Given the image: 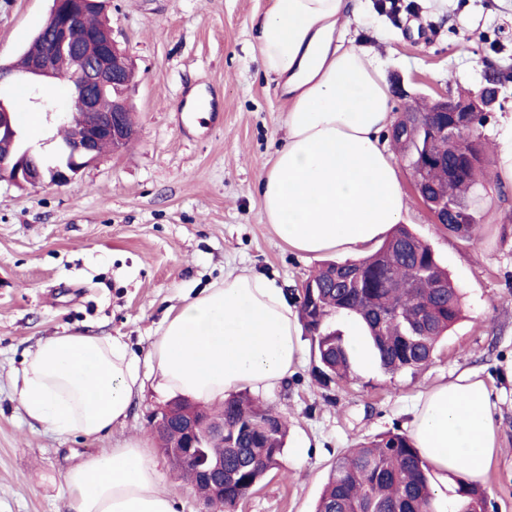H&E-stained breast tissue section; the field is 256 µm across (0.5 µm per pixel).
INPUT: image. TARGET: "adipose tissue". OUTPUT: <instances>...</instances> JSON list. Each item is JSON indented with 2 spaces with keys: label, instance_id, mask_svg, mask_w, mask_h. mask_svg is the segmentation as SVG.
Wrapping results in <instances>:
<instances>
[{
  "label": "adipose tissue",
  "instance_id": "adipose-tissue-1",
  "mask_svg": "<svg viewBox=\"0 0 512 512\" xmlns=\"http://www.w3.org/2000/svg\"><path fill=\"white\" fill-rule=\"evenodd\" d=\"M348 0H273L257 24L268 74L288 102L286 138L261 175L265 221L309 257L361 250L408 210L381 131L393 121L376 55L350 45ZM301 325L282 288L249 271L227 272L165 313L146 357L121 339L62 330L40 341L17 374L26 415L57 435L88 438L125 426L146 387L204 404L247 388L280 387L302 358ZM435 473L484 483L499 453L486 382L465 369L429 387L408 423ZM71 512H176L142 439L125 437L65 475Z\"/></svg>",
  "mask_w": 512,
  "mask_h": 512
}]
</instances>
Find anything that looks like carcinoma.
<instances>
[{"label": "carcinoma", "instance_id": "1", "mask_svg": "<svg viewBox=\"0 0 512 512\" xmlns=\"http://www.w3.org/2000/svg\"><path fill=\"white\" fill-rule=\"evenodd\" d=\"M473 115L474 129L458 147L437 129L419 136L416 128L392 138L407 164L426 167L432 207L440 197L459 208L461 224L445 225L467 239L480 221L482 198L477 186L484 174L487 147L479 130L488 124ZM313 293L298 303V316L311 337L319 382L346 377L353 358L342 323L362 328L381 370L387 374L417 371L433 359L439 339L460 320L459 289L429 244L406 225L371 255L359 260L331 261L307 278ZM224 417V442H210L202 456L224 457V512L239 502L266 474L280 465L288 434V418L247 394H233L213 411ZM431 468L404 432L388 431L336 457L315 512H438ZM485 492L457 480L448 512H485Z\"/></svg>", "mask_w": 512, "mask_h": 512}]
</instances>
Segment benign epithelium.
I'll return each mask as SVG.
<instances>
[{
	"label": "benign epithelium",
	"instance_id": "benign-epithelium-1",
	"mask_svg": "<svg viewBox=\"0 0 512 512\" xmlns=\"http://www.w3.org/2000/svg\"><path fill=\"white\" fill-rule=\"evenodd\" d=\"M52 23L43 33L39 48L20 73L0 66V178L19 188L61 187L71 183L77 174L100 155L102 144L119 150L137 136L129 120L130 105L127 90L134 65L113 37L112 29H89L87 16L93 10L104 12L109 0H53ZM82 57L83 68L67 81L70 89L66 112L47 110L55 124H70L73 114L82 116L67 149L69 164L50 168L45 174L34 161L31 152L18 148L19 126L12 120L9 98L3 95L15 75L21 74L30 85L43 78H61L60 61L71 55ZM499 98L497 84L490 80L467 97L446 95L428 102L425 111H414L413 121L423 122L443 116V133L448 142L470 133L471 114L495 111ZM451 120H446V116ZM154 430L164 434L175 430V447L168 450L172 462L179 464L198 457L210 440L224 439V421L213 420L208 409L185 398H175L155 412L151 418ZM198 478L209 490L212 512L224 510V460L204 461L198 466Z\"/></svg>",
	"mask_w": 512,
	"mask_h": 512
}]
</instances>
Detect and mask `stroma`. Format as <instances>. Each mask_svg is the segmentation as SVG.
Returning a JSON list of instances; mask_svg holds the SVG:
<instances>
[{
	"instance_id": "1",
	"label": "stroma",
	"mask_w": 512,
	"mask_h": 512,
	"mask_svg": "<svg viewBox=\"0 0 512 512\" xmlns=\"http://www.w3.org/2000/svg\"><path fill=\"white\" fill-rule=\"evenodd\" d=\"M359 0L347 37L383 62L408 99L472 93L487 71L512 75V0H404L399 15ZM52 0H0V64L14 61ZM271 0H111L109 20L136 75L128 91L137 139L103 151L63 187L20 189L0 180V512H69L71 464L145 439L178 512H208L179 479L149 424L168 398L146 388L124 428L60 437L27 417L14 391L37 343L65 328L121 336L146 355L168 307L247 268L290 300L320 266L266 224L259 180L286 136L287 104L253 47L254 20ZM218 97L220 113L186 111L191 92ZM488 156L482 222L463 240L435 224L405 162L404 223L428 243L463 295V317L417 372L356 363L347 381L313 376L302 336L296 372L264 402L290 429L278 469L238 512H314L337 455L405 426L416 397L464 369L485 379L501 453L483 485L495 512H512V185Z\"/></svg>"
}]
</instances>
